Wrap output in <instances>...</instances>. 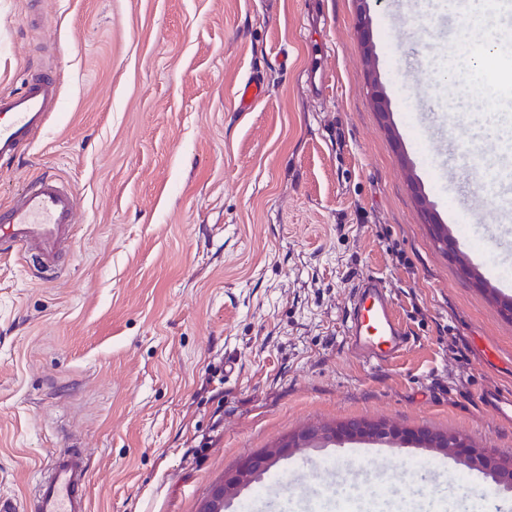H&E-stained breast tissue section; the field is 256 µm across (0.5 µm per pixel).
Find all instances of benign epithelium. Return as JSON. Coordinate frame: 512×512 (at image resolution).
<instances>
[{"mask_svg":"<svg viewBox=\"0 0 512 512\" xmlns=\"http://www.w3.org/2000/svg\"><path fill=\"white\" fill-rule=\"evenodd\" d=\"M368 2L369 0H356L360 14L359 35L365 55L370 60L374 51L367 37L370 22L367 15ZM342 438L384 443L412 441L430 451L454 456L467 468L488 474L496 485L512 489V459L502 458L488 448H477L460 435L429 430H420L410 435L389 421L351 420L337 425H307L289 434L278 444L246 457L211 487L198 512H224L228 501L236 498L244 487L269 470L282 457Z\"/></svg>","mask_w":512,"mask_h":512,"instance_id":"obj_1","label":"benign epithelium"}]
</instances>
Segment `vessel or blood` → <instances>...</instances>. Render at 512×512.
Here are the masks:
<instances>
[{"mask_svg": "<svg viewBox=\"0 0 512 512\" xmlns=\"http://www.w3.org/2000/svg\"><path fill=\"white\" fill-rule=\"evenodd\" d=\"M59 95L53 70L31 74L22 91L0 92V168L10 165L45 126ZM462 158L468 166L485 169L487 187L500 190L501 213H512V171L491 163L480 146L469 147ZM77 210V194L68 181L50 172L29 180L8 206L0 207V260L35 256L39 279L55 280L64 272L63 256L75 240ZM349 319L350 346L365 361H391L409 346V333L377 279L357 287ZM481 403L498 418L512 421V394L487 390ZM31 481L35 512H88L90 474L80 449L52 455L32 472Z\"/></svg>", "mask_w": 512, "mask_h": 512, "instance_id": "vessel-or-blood-1", "label": "vessel or blood"}]
</instances>
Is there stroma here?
<instances>
[{
    "label": "stroma",
    "instance_id": "1",
    "mask_svg": "<svg viewBox=\"0 0 512 512\" xmlns=\"http://www.w3.org/2000/svg\"><path fill=\"white\" fill-rule=\"evenodd\" d=\"M357 22L354 0H0V91L44 67L62 80L49 127L0 169V206L43 172L79 199L65 277L0 264V496L18 512L66 448L87 457L90 512H197L307 424L385 419L512 457V422L479 400L512 391V223L483 170L440 164L495 141L512 71L472 51L498 19L480 0H371V61ZM317 62L331 94L307 79ZM255 77L264 96L240 111ZM371 276L415 339L382 365L346 343ZM363 445L281 458L225 512H512V490L460 462L424 484L440 454L385 444L361 468Z\"/></svg>",
    "mask_w": 512,
    "mask_h": 512
}]
</instances>
